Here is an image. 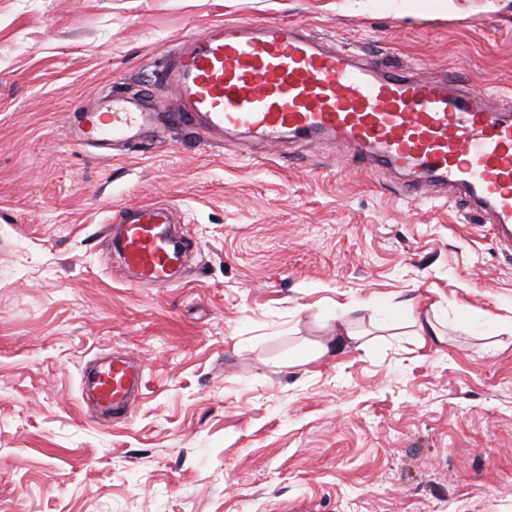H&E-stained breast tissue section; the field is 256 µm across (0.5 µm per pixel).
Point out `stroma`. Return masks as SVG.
Here are the masks:
<instances>
[{"label": "stroma", "mask_w": 512, "mask_h": 512, "mask_svg": "<svg viewBox=\"0 0 512 512\" xmlns=\"http://www.w3.org/2000/svg\"><path fill=\"white\" fill-rule=\"evenodd\" d=\"M216 21L512 94V0H0V512H512V250L458 195L325 137L71 142ZM141 201L183 216L181 282L100 246ZM116 351L145 385L107 423L82 372Z\"/></svg>", "instance_id": "obj_1"}]
</instances>
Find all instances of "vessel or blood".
I'll use <instances>...</instances> for the list:
<instances>
[{
  "label": "vessel or blood",
  "mask_w": 512,
  "mask_h": 512,
  "mask_svg": "<svg viewBox=\"0 0 512 512\" xmlns=\"http://www.w3.org/2000/svg\"><path fill=\"white\" fill-rule=\"evenodd\" d=\"M157 89L171 95L158 115L139 98L100 94L81 112L75 143L109 149L141 143L143 132L204 127L223 138H333L362 166H383L462 191L471 213L494 224L512 249V100L488 106L453 80L419 76L346 50L324 46L293 22L228 25L193 32L159 69ZM178 210L157 203L122 208L101 243L117 252L136 287L168 285L189 247L175 238ZM101 408L128 416L141 391L140 365L126 358L97 363L90 379Z\"/></svg>",
  "instance_id": "b4317fda"
}]
</instances>
